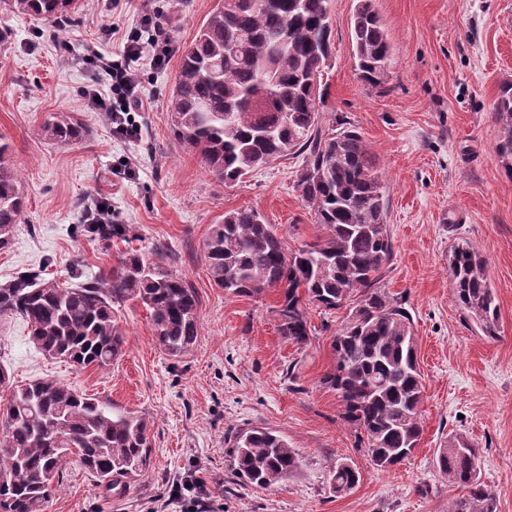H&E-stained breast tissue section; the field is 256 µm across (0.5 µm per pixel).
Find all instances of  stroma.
Listing matches in <instances>:
<instances>
[{
	"label": "stroma",
	"mask_w": 512,
	"mask_h": 512,
	"mask_svg": "<svg viewBox=\"0 0 512 512\" xmlns=\"http://www.w3.org/2000/svg\"><path fill=\"white\" fill-rule=\"evenodd\" d=\"M217 0H78L64 38L49 24L0 9V138L26 198L0 282L32 271L73 281L116 265L125 241H103L82 224L92 198L129 225L144 251L162 248L195 288V344L172 357L156 344L141 302L118 306L123 355L110 368H77L45 356L26 322L0 316V367L23 384L49 379L151 422L152 465L124 496L94 486L68 459L45 512H180L169 491L191 473L206 481L209 512H448L458 493L437 466L440 448L463 434L481 448V480L497 512H512V178L495 150L498 89L512 82V0H374L392 46L383 84L362 82L352 65L350 17L356 0H330L333 56L326 69L323 127L341 118L360 132L384 183L393 256L378 286L403 298L418 338L424 375L422 439L412 456L380 471L368 460L341 403L324 383L332 341L351 305L308 306L310 343L279 332L277 290L236 296L218 288L204 244L226 212L257 210L294 249L322 236L297 186L302 160L287 156L223 184L176 141L168 101L179 71L140 64L144 108L137 140L112 132L103 113L83 106L86 90L109 97L110 82L84 65L88 50L118 54L138 17L162 14L176 47L189 45ZM82 119L86 137L62 148L44 132L55 114ZM127 157L140 173L114 175ZM475 246L498 307L497 333L484 335L455 300L448 251ZM263 427L287 440L301 468L259 488L234 475L237 433ZM361 474L347 494L330 488L331 463Z\"/></svg>",
	"instance_id": "obj_1"
}]
</instances>
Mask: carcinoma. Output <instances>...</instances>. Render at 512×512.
Here are the masks:
<instances>
[{
	"label": "carcinoma",
	"mask_w": 512,
	"mask_h": 512,
	"mask_svg": "<svg viewBox=\"0 0 512 512\" xmlns=\"http://www.w3.org/2000/svg\"><path fill=\"white\" fill-rule=\"evenodd\" d=\"M330 0H218L181 66L168 111L178 143L197 154L207 171L229 184L256 164L304 156L297 186L325 233L288 251L285 239L253 209L224 214L205 243L214 284L229 294L279 291L281 336L305 345L311 329L305 304L334 309L354 293L360 299L334 336L336 366L325 378L343 407L342 418L366 437L372 464L387 470L417 448L423 377L417 340L404 302L376 287L393 254L385 224L381 175L363 137L354 129L321 128L332 43ZM10 11L44 21L61 35L74 19L76 0H0ZM352 57L359 78L383 83L391 45L373 0H357L350 18ZM500 123L497 153L512 179V82L501 85L494 105ZM66 147L86 135L85 124L60 113L44 126ZM24 198L9 145L0 143V250L11 246ZM86 232L109 240L125 224H88ZM453 292L462 310L488 336L496 335L497 305L485 261L466 242L448 252ZM141 302L155 341L170 356L185 353L198 336L196 290L161 258L139 249L123 254L112 269L80 283L21 273L0 283V315H16L45 355L76 367L105 369L123 355L114 305ZM0 420V512H44L66 460L76 455L97 486L124 494L151 466L150 422L132 412L49 379L10 384ZM480 449L462 435L449 439L437 457L440 472L461 490L448 512H497L494 492L479 477ZM235 476L245 485L269 488L301 467L288 442L254 428L235 437ZM19 483L11 482L16 472ZM338 495L360 481L347 462L329 469Z\"/></svg>",
	"instance_id": "carcinoma-1"
}]
</instances>
